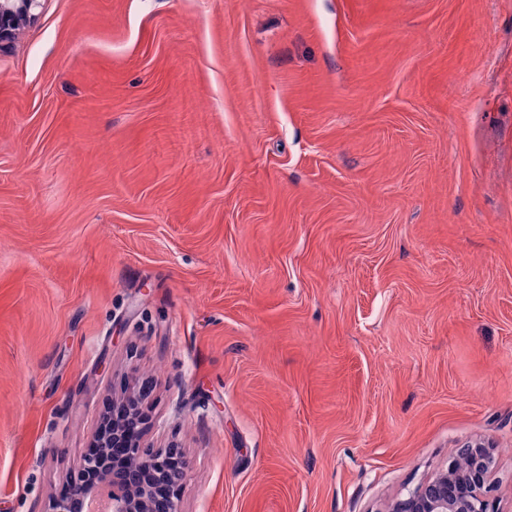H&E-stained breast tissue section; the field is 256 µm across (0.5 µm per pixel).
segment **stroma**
Wrapping results in <instances>:
<instances>
[{
  "mask_svg": "<svg viewBox=\"0 0 512 512\" xmlns=\"http://www.w3.org/2000/svg\"><path fill=\"white\" fill-rule=\"evenodd\" d=\"M124 391L182 512H381L480 438L512 512V0H45L0 52V512Z\"/></svg>",
  "mask_w": 512,
  "mask_h": 512,
  "instance_id": "35a3bbf8",
  "label": "stroma"
}]
</instances>
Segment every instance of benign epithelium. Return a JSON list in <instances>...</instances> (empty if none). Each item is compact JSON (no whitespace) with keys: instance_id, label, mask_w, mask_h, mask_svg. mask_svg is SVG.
I'll return each mask as SVG.
<instances>
[{"instance_id":"1","label":"benign epithelium","mask_w":512,"mask_h":512,"mask_svg":"<svg viewBox=\"0 0 512 512\" xmlns=\"http://www.w3.org/2000/svg\"><path fill=\"white\" fill-rule=\"evenodd\" d=\"M43 5L44 0H0V50L14 46L40 19ZM146 425L134 397L112 400V425L98 429L77 475L47 512H82L85 502L98 499L106 488L110 502L104 512H182L185 457L174 447L145 448ZM493 448L488 439L464 443L446 469L389 501L382 512H499Z\"/></svg>"}]
</instances>
